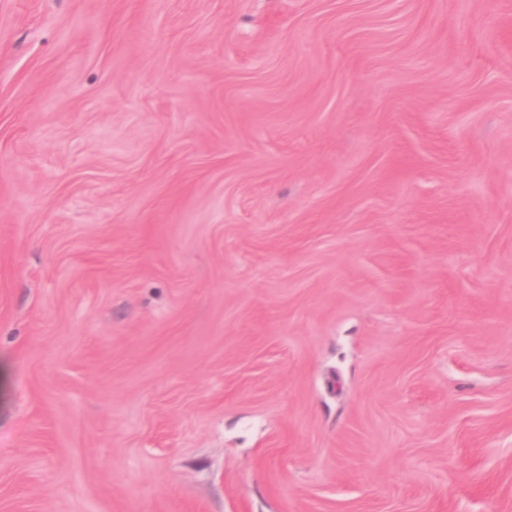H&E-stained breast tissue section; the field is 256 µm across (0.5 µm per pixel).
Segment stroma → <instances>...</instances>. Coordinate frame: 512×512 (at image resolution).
I'll list each match as a JSON object with an SVG mask.
<instances>
[{
    "instance_id": "obj_1",
    "label": "stroma",
    "mask_w": 512,
    "mask_h": 512,
    "mask_svg": "<svg viewBox=\"0 0 512 512\" xmlns=\"http://www.w3.org/2000/svg\"><path fill=\"white\" fill-rule=\"evenodd\" d=\"M0 512H512V0H0Z\"/></svg>"
}]
</instances>
